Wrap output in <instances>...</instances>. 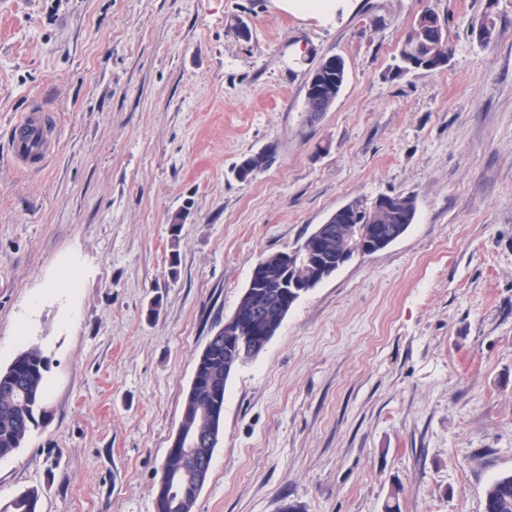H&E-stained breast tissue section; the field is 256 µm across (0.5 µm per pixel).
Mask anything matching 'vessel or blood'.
<instances>
[{
    "instance_id": "1",
    "label": "vessel or blood",
    "mask_w": 512,
    "mask_h": 512,
    "mask_svg": "<svg viewBox=\"0 0 512 512\" xmlns=\"http://www.w3.org/2000/svg\"><path fill=\"white\" fill-rule=\"evenodd\" d=\"M56 126L55 117L40 109L22 113L12 126V162L30 171L44 166L58 146Z\"/></svg>"
}]
</instances>
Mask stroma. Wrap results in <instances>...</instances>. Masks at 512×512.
I'll list each match as a JSON object with an SVG mask.
<instances>
[{
  "label": "stroma",
  "instance_id": "35a3bbf8",
  "mask_svg": "<svg viewBox=\"0 0 512 512\" xmlns=\"http://www.w3.org/2000/svg\"><path fill=\"white\" fill-rule=\"evenodd\" d=\"M429 10L448 63L398 73ZM331 56L345 82L311 122ZM35 106L59 139L30 174L10 128ZM394 194L405 235L229 377L193 512H483L512 472V0H356L329 25L274 0H0V369L50 360L0 505L34 487L41 512H155L196 359L256 263Z\"/></svg>",
  "mask_w": 512,
  "mask_h": 512
}]
</instances>
